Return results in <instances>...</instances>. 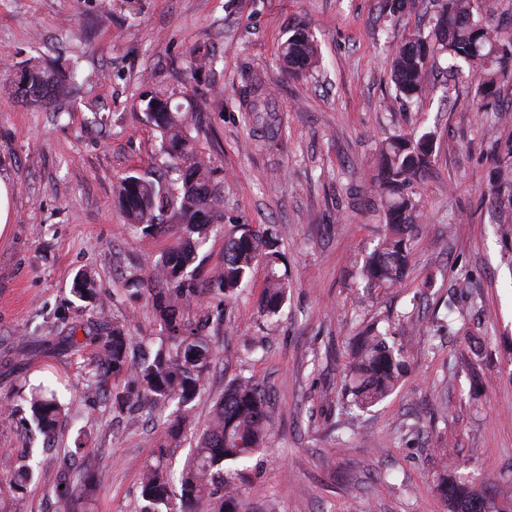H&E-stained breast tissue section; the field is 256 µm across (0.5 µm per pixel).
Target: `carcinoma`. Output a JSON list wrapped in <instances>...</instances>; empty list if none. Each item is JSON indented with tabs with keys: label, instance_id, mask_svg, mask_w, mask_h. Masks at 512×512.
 I'll return each mask as SVG.
<instances>
[{
	"label": "carcinoma",
	"instance_id": "obj_1",
	"mask_svg": "<svg viewBox=\"0 0 512 512\" xmlns=\"http://www.w3.org/2000/svg\"><path fill=\"white\" fill-rule=\"evenodd\" d=\"M448 54L451 67L468 69L476 85L470 102L476 112H512V98L504 99L503 87L512 78V22L486 20L479 0H437L435 22L428 35H416L398 46L391 58V77L400 96H422L428 88L433 57ZM288 68L303 72L318 63L310 32L297 27L281 45ZM74 73L47 71L28 64L10 74V88L19 97L50 103L70 96ZM148 121L161 135V164L142 174L121 179L117 202L129 224L145 235L175 231L169 249L153 264L150 284L138 276L127 282L130 296L146 295L160 325V344L151 358L137 361L127 352L124 326L116 325L101 337L99 356L114 375L128 377L124 394L116 402L133 407L143 402L156 411L176 403L184 414L197 395L210 358L204 324L183 318L182 305L216 288L229 300L248 285L251 270L259 262L266 269L260 308L266 316L277 315L288 295L285 256L271 226L238 225L237 233L224 241V264L204 284L187 268L207 242L211 226L224 223V194L214 178L215 169L197 149L188 133L196 109L172 103V96H145ZM255 129L273 133L276 118L267 99L255 93L246 102ZM434 134H400L381 143L373 188L385 216L384 230L376 248L363 260L360 275L368 288H395L408 265L414 229L420 218L417 188L432 165ZM96 284L79 274L73 292L80 300L91 299ZM406 370L401 350L389 345L386 335L369 331L359 337L349 372L353 405L361 410L389 396ZM37 431L54 435L63 406L48 386L31 389L26 397ZM270 432L269 403L260 385L242 377L224 390L212 427L200 437L196 455L182 473L180 505L172 502L167 473L156 466L145 470L141 482L143 512H208L214 498L220 512H239L242 491L224 478L223 464L239 461L263 447ZM437 491L448 512H512L498 501L495 486L484 491L449 469L439 478Z\"/></svg>",
	"mask_w": 512,
	"mask_h": 512
}]
</instances>
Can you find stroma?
Listing matches in <instances>:
<instances>
[{"label":"stroma","mask_w":512,"mask_h":512,"mask_svg":"<svg viewBox=\"0 0 512 512\" xmlns=\"http://www.w3.org/2000/svg\"><path fill=\"white\" fill-rule=\"evenodd\" d=\"M436 6L387 14L384 0H0V63L34 61L77 74L72 99L26 103L0 83V178L14 220L0 237V512H140L150 465L180 475L214 420L225 387L253 377L270 398L268 446L224 473L243 491L241 512H447L435 485L444 468L493 483L512 505V188L497 187L512 149V112L472 111L467 74L435 57L427 91L396 95L389 55L429 31ZM320 66L289 73L280 48L297 23ZM214 57L195 74L194 58ZM261 78L282 134L255 141L244 90ZM202 99L191 134L224 192V221L195 264L224 263L236 225H272L288 261L280 313L258 307L255 265L241 294L212 291L191 304L208 316L211 362L179 436L167 412L131 421L113 399L125 379L89 387L100 338L123 324L155 348L160 326L146 300L127 299L130 271L152 274L172 243L126 223L116 183L147 170L160 137L147 90ZM435 134L432 173L418 187L422 222L398 287L366 289L358 265L384 212L372 192L379 144ZM502 213L503 223L492 221ZM91 273L97 297L72 293ZM392 336L408 371L369 411L350 415L344 384L355 340ZM75 332L82 346L68 347ZM62 377L57 445L78 451L85 490L62 499L54 460L32 435V384Z\"/></svg>","instance_id":"stroma-1"}]
</instances>
